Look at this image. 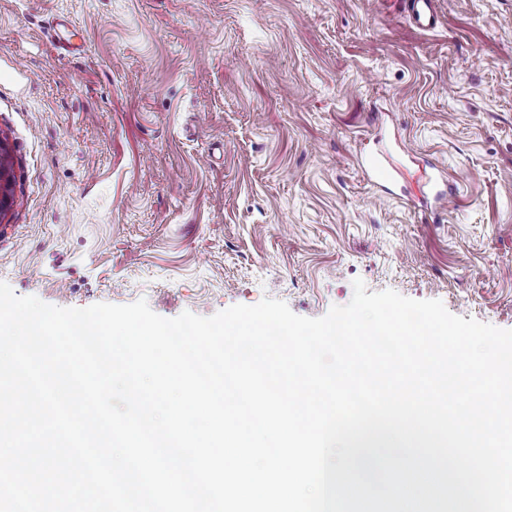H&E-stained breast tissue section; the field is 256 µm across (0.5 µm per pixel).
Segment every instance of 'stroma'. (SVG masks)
<instances>
[{
	"label": "stroma",
	"instance_id": "35a3bbf8",
	"mask_svg": "<svg viewBox=\"0 0 512 512\" xmlns=\"http://www.w3.org/2000/svg\"><path fill=\"white\" fill-rule=\"evenodd\" d=\"M407 3L0 0V281L317 318L359 278L512 330V0ZM401 141L457 205L378 194L360 155Z\"/></svg>",
	"mask_w": 512,
	"mask_h": 512
}]
</instances>
